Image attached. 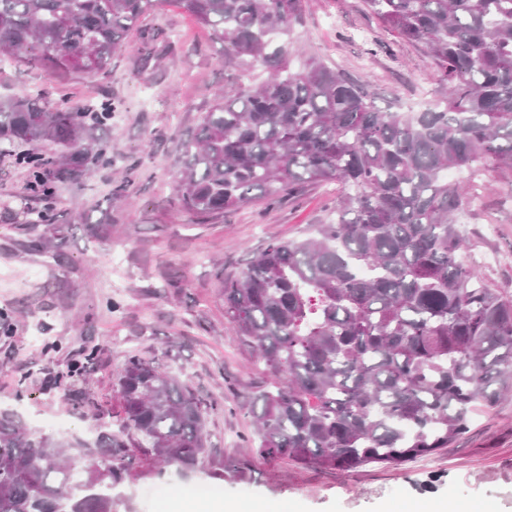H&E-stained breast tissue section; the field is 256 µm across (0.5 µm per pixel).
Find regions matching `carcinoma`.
<instances>
[{
	"label": "carcinoma",
	"instance_id": "1",
	"mask_svg": "<svg viewBox=\"0 0 512 512\" xmlns=\"http://www.w3.org/2000/svg\"><path fill=\"white\" fill-rule=\"evenodd\" d=\"M160 0H0V52L57 74L105 73ZM213 39L267 76L216 94L185 145L176 201L205 216L276 200L302 181L344 188L318 235L276 241L224 282L239 341L270 370L251 414L259 457L357 471L431 455L467 431L476 406L512 391V298L463 263L448 170H512V0H365L400 38L422 45L446 89L421 112H391L368 86L311 61L290 68L287 37L304 0H175ZM119 103L89 112L0 100V143L50 140L52 170L14 154L31 192L112 162ZM124 431L82 459L0 413V512H115L135 460L197 471L202 401L150 361L117 378ZM112 470H95V456Z\"/></svg>",
	"mask_w": 512,
	"mask_h": 512
}]
</instances>
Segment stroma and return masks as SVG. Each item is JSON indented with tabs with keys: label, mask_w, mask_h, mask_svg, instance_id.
Returning <instances> with one entry per match:
<instances>
[{
	"label": "stroma",
	"mask_w": 512,
	"mask_h": 512,
	"mask_svg": "<svg viewBox=\"0 0 512 512\" xmlns=\"http://www.w3.org/2000/svg\"><path fill=\"white\" fill-rule=\"evenodd\" d=\"M289 40L295 66L316 59L369 82L380 107L416 111L441 87L427 51L401 39L364 0H305ZM260 66L243 64L212 40L171 0L146 15L112 58L107 73L49 75L11 55L0 56V99L40 95L85 105L118 101L108 132L112 163L59 184L49 202L24 208L26 172L0 157V411L27 431L78 454L99 431L122 425L117 377L133 356L176 374L203 401L208 440L201 468L181 475L167 467L125 489L132 512H175L209 502L202 488L228 463L223 501L262 512H389L396 504L431 503L453 512H512V394L477 409L466 433L448 448L400 468L356 472L303 469L256 454L248 414L264 386V361L243 346L224 313L225 279L244 271L269 242L316 235L336 216L339 183H305L275 201L260 200L201 218L175 201L184 144L195 136L216 90L257 83ZM466 188L458 228L464 263L512 297V170L492 165L452 171ZM49 209L61 249L36 243L46 226L32 213ZM104 224L108 235L87 227ZM94 351L84 361V351ZM85 363V378L57 379Z\"/></svg>",
	"instance_id": "1"
}]
</instances>
